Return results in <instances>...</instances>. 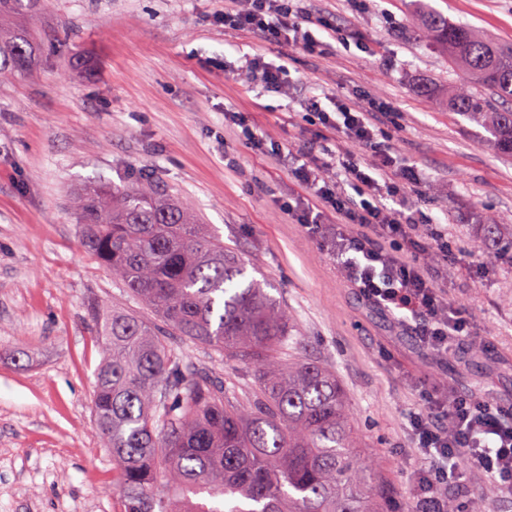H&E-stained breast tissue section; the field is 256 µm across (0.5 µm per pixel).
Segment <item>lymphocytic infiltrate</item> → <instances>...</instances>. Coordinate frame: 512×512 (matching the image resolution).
Listing matches in <instances>:
<instances>
[{
    "instance_id": "lymphocytic-infiltrate-1",
    "label": "lymphocytic infiltrate",
    "mask_w": 512,
    "mask_h": 512,
    "mask_svg": "<svg viewBox=\"0 0 512 512\" xmlns=\"http://www.w3.org/2000/svg\"><path fill=\"white\" fill-rule=\"evenodd\" d=\"M295 0H237L224 11L228 27L253 29L266 38L321 51L325 41L302 25ZM324 128L369 150L372 162L351 157L332 162L321 156L292 164L289 172L307 196L296 217L335 256L349 281L380 309L416 323L417 339L441 353H464L471 339L469 318L453 306L423 269L425 251L447 254L448 240H423L420 214L404 210L407 192L420 177L414 166L398 162L380 146L365 112L348 99H333L323 108L318 98L307 103ZM359 225V234L347 233ZM422 405L410 417L414 446L423 463L413 475L417 512H443L446 488L458 497L468 492V475H491L500 490L512 493V405L425 390Z\"/></svg>"
}]
</instances>
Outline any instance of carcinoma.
<instances>
[{"label": "carcinoma", "mask_w": 512, "mask_h": 512, "mask_svg": "<svg viewBox=\"0 0 512 512\" xmlns=\"http://www.w3.org/2000/svg\"><path fill=\"white\" fill-rule=\"evenodd\" d=\"M39 2L0 0V75L34 66L37 37L17 18ZM416 15L465 79L448 94V111L482 127L493 150L511 158L512 56L425 4ZM473 82L491 88L500 106L472 92ZM78 220L83 247L164 326L87 306L102 355L93 408L120 512H380L353 454L361 443L336 374L283 359L290 313L198 223L189 201L150 184H99L82 193ZM167 334L254 369L246 398L233 379L190 368Z\"/></svg>", "instance_id": "obj_1"}]
</instances>
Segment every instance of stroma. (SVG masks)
<instances>
[{
	"label": "stroma",
	"mask_w": 512,
	"mask_h": 512,
	"mask_svg": "<svg viewBox=\"0 0 512 512\" xmlns=\"http://www.w3.org/2000/svg\"><path fill=\"white\" fill-rule=\"evenodd\" d=\"M229 0H48L23 22L43 41L26 75L0 77V512H119L112 454L97 433L101 361L85 310L102 300L155 325L81 245L77 197L93 183L155 184L189 200L267 280L292 316L291 358L332 368L379 491L382 512H411L420 460L409 419L422 387L512 404V160L484 129L419 93L460 82L419 31L410 0H306L304 20L356 42L309 51L229 29ZM512 49V0H427ZM80 54L83 63L70 62ZM286 64V91L264 88L244 59ZM366 109L381 144L424 176L409 206L418 232L448 233L442 289L465 309L469 354L423 349L410 326L369 306L292 207L304 195L282 156L254 150L224 123L231 106L291 153L331 147L366 159L325 129L309 96ZM186 362L221 380L239 363L173 336Z\"/></svg>",
	"instance_id": "35a3bbf8"
}]
</instances>
